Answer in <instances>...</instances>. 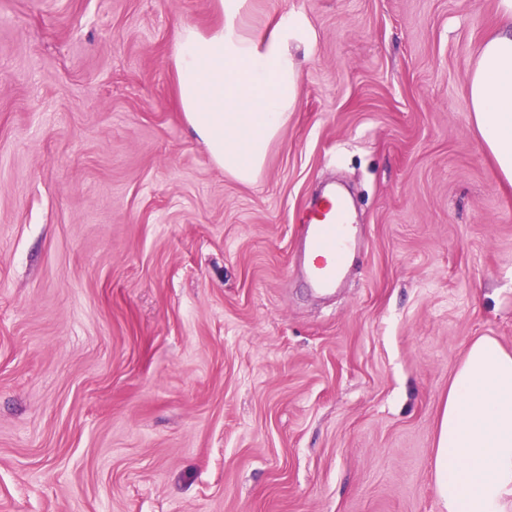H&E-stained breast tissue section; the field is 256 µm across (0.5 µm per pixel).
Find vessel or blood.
I'll return each instance as SVG.
<instances>
[{
  "instance_id": "1",
  "label": "vessel or blood",
  "mask_w": 512,
  "mask_h": 512,
  "mask_svg": "<svg viewBox=\"0 0 512 512\" xmlns=\"http://www.w3.org/2000/svg\"><path fill=\"white\" fill-rule=\"evenodd\" d=\"M353 244L346 203L335 192H327L315 211L307 215L305 224L304 273L319 293L335 288Z\"/></svg>"
}]
</instances>
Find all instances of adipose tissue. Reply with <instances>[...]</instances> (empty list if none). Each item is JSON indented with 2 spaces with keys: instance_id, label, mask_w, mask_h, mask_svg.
Masks as SVG:
<instances>
[{
  "instance_id": "ef3b65f1",
  "label": "adipose tissue",
  "mask_w": 512,
  "mask_h": 512,
  "mask_svg": "<svg viewBox=\"0 0 512 512\" xmlns=\"http://www.w3.org/2000/svg\"><path fill=\"white\" fill-rule=\"evenodd\" d=\"M224 22L176 32L173 66L184 119L213 162L242 182L261 173L269 148L299 101L294 49L310 35L298 20L270 37L248 30V0H217ZM481 45L467 79L473 125L502 183L512 187V0ZM438 498L448 512H512V352L484 336L448 385L434 456Z\"/></svg>"
}]
</instances>
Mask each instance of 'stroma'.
<instances>
[{
  "mask_svg": "<svg viewBox=\"0 0 512 512\" xmlns=\"http://www.w3.org/2000/svg\"><path fill=\"white\" fill-rule=\"evenodd\" d=\"M296 18L299 105L258 179L187 125L216 0H0V512H445L470 343L512 351V188L469 112L498 0H250ZM351 198L334 295L298 257Z\"/></svg>",
  "mask_w": 512,
  "mask_h": 512,
  "instance_id": "stroma-1",
  "label": "stroma"
}]
</instances>
